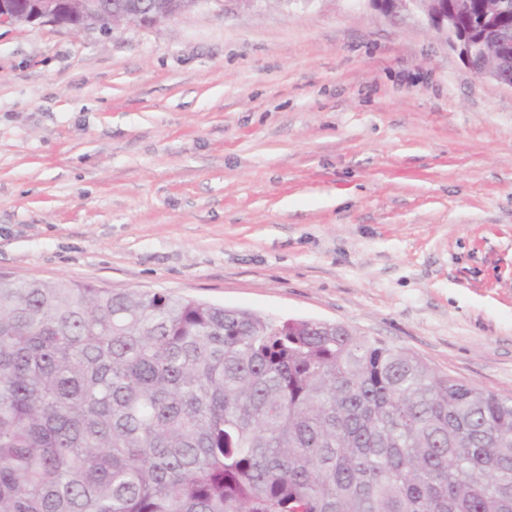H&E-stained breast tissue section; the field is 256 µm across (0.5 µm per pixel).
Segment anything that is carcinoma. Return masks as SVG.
I'll use <instances>...</instances> for the list:
<instances>
[{
  "label": "carcinoma",
  "instance_id": "carcinoma-1",
  "mask_svg": "<svg viewBox=\"0 0 512 512\" xmlns=\"http://www.w3.org/2000/svg\"><path fill=\"white\" fill-rule=\"evenodd\" d=\"M0 512H512V399L343 326L0 276Z\"/></svg>",
  "mask_w": 512,
  "mask_h": 512
}]
</instances>
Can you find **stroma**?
<instances>
[{
  "mask_svg": "<svg viewBox=\"0 0 512 512\" xmlns=\"http://www.w3.org/2000/svg\"><path fill=\"white\" fill-rule=\"evenodd\" d=\"M0 275L337 323L512 398V89L355 0L0 28Z\"/></svg>",
  "mask_w": 512,
  "mask_h": 512,
  "instance_id": "stroma-1",
  "label": "stroma"
}]
</instances>
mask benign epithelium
Returning a JSON list of instances; mask_svg holds the SVG:
<instances>
[{
    "label": "benign epithelium",
    "mask_w": 512,
    "mask_h": 512,
    "mask_svg": "<svg viewBox=\"0 0 512 512\" xmlns=\"http://www.w3.org/2000/svg\"><path fill=\"white\" fill-rule=\"evenodd\" d=\"M220 0H124L118 12L127 24L143 27L156 25L202 5ZM367 4L388 16H414L436 32L444 35L458 50L471 69L512 88V37L489 25L485 26L489 40L499 58L506 62L500 67L484 63L485 50L480 38L467 39L459 35L448 17V0H365ZM112 18L110 0H0V27L21 24L52 23L72 25L78 31L105 24Z\"/></svg>",
    "instance_id": "obj_1"
}]
</instances>
